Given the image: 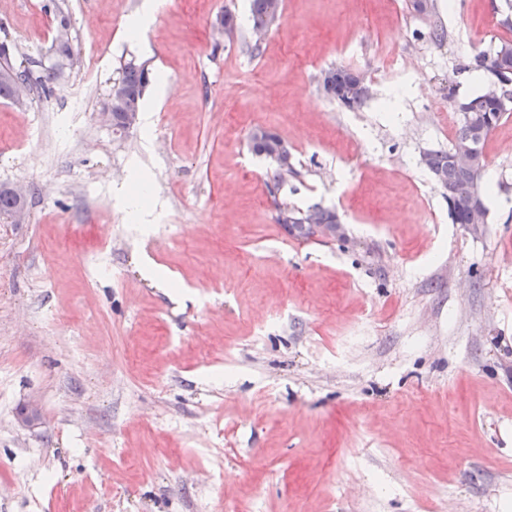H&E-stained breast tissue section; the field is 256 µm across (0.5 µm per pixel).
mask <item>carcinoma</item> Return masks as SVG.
Returning a JSON list of instances; mask_svg holds the SVG:
<instances>
[{"mask_svg": "<svg viewBox=\"0 0 512 512\" xmlns=\"http://www.w3.org/2000/svg\"><path fill=\"white\" fill-rule=\"evenodd\" d=\"M252 23L263 22L273 27L281 16V0H250ZM512 48L511 39H502L489 54L476 59V68L485 73L486 84L495 88H485L473 98H467L458 104L460 127L446 151H428L423 154L422 162L434 174L438 184L448 190V212L454 224L472 223V212L467 199L475 194L484 198L481 174L487 165L483 151L488 136L500 122L512 114V62L499 60V50ZM155 79V75L144 65L129 63L122 69L117 85L123 93L122 103L112 110V128L117 131L126 129L130 117L140 111L141 101L146 87ZM319 87L330 99L341 106L355 110L367 100V96L358 89V80L352 69L346 67L329 68L321 72ZM251 151L269 157L274 154L290 158L287 146L281 138L262 127L253 130L249 138ZM470 145L477 157L475 166L466 168L453 161V148ZM26 207V201L18 199L11 190L0 189V216H8L18 209ZM298 208L287 209V214L277 218V223L292 236L303 234V219Z\"/></svg>", "mask_w": 512, "mask_h": 512, "instance_id": "cac0c4a2", "label": "carcinoma"}]
</instances>
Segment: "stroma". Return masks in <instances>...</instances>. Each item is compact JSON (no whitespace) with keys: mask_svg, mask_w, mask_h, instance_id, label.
I'll return each instance as SVG.
<instances>
[{"mask_svg":"<svg viewBox=\"0 0 512 512\" xmlns=\"http://www.w3.org/2000/svg\"><path fill=\"white\" fill-rule=\"evenodd\" d=\"M143 2L0 0V43L48 80L0 98V186L28 202L0 222V512H512V117L487 223H452L421 161L482 91L506 0H437L441 43L408 0H282L259 42L249 0H169L136 38ZM130 62L159 79L117 133ZM340 66L358 109L318 86ZM279 203L343 226L292 237ZM351 68L336 67L321 72L319 87L330 99L336 100L338 104L349 109L360 108L368 97L359 91L360 86L367 87L362 75L357 74L358 80L353 76ZM249 143L251 151L255 155L264 156L265 158H269V156L274 154L284 156L286 160L288 159V172L293 171L288 148L277 134L258 127L251 133Z\"/></svg>","mask_w":512,"mask_h":512,"instance_id":"35a3bbf8","label":"stroma"}]
</instances>
